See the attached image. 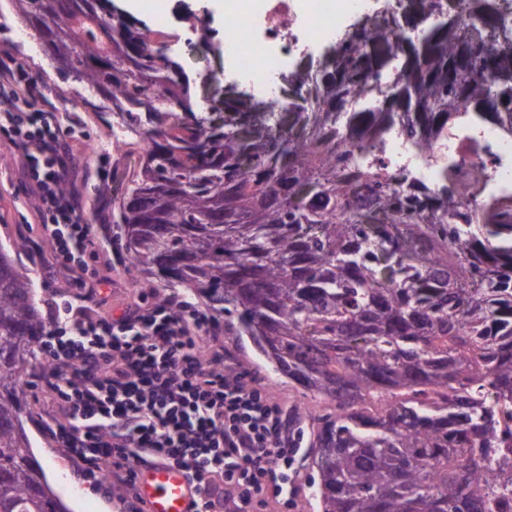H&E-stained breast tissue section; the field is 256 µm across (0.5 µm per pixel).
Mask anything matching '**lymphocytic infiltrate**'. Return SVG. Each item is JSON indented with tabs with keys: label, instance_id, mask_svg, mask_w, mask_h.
Masks as SVG:
<instances>
[{
	"label": "lymphocytic infiltrate",
	"instance_id": "lymphocytic-infiltrate-1",
	"mask_svg": "<svg viewBox=\"0 0 512 512\" xmlns=\"http://www.w3.org/2000/svg\"><path fill=\"white\" fill-rule=\"evenodd\" d=\"M0 132L22 151L55 268H82L99 239L83 218L80 193L61 185L73 157L45 87L0 54ZM95 289L59 304L41 345L39 381L70 422L51 431L79 463L82 481L121 482L122 512H145L139 466L158 459L186 472L201 512H253L292 496L300 435L283 404L223 353L204 350L222 326L187 302L135 305L115 319L94 314Z\"/></svg>",
	"mask_w": 512,
	"mask_h": 512
}]
</instances>
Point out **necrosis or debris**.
<instances>
[{
  "label": "necrosis or debris",
  "mask_w": 512,
  "mask_h": 512,
  "mask_svg": "<svg viewBox=\"0 0 512 512\" xmlns=\"http://www.w3.org/2000/svg\"><path fill=\"white\" fill-rule=\"evenodd\" d=\"M338 25L337 13L325 2L301 20L293 12L292 0H269L262 39L252 36L247 14L225 15L224 52L236 74L254 91L272 98L274 81L292 69L308 46L331 37ZM363 153L385 172L404 169L430 186L441 184L451 171H476L480 174L478 201L512 198V137L471 119L459 122L452 136H440L426 146L410 142L395 127L386 132L379 148L367 147Z\"/></svg>",
  "instance_id": "4bbe7bcc"
}]
</instances>
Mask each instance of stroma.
<instances>
[{"label":"stroma","instance_id":"stroma-1","mask_svg":"<svg viewBox=\"0 0 512 512\" xmlns=\"http://www.w3.org/2000/svg\"><path fill=\"white\" fill-rule=\"evenodd\" d=\"M218 15L212 0H169L166 7L147 6L137 13V20L153 30L167 32L175 44L179 58L192 75L214 73L224 75L223 55L212 52V45L222 42V30L216 21ZM24 25L12 7L11 0H0V51L12 53L28 72L41 80L51 102L57 108L62 129H73L70 138L72 151L80 166L93 168L106 166L109 175L105 180L78 178L69 184L77 188L84 201V219L93 224L99 237V257L90 264L102 286L95 306L97 314H119L127 307L146 302L154 304L158 291L145 287L125 275L124 255L120 246L121 231L112 220L103 218L101 203H114L121 197L128 179L136 170L140 153L136 148L123 147L112 150V109L99 95L85 94L79 84L64 79L43 49H31L27 42L18 39L17 33ZM44 230L37 216L34 199L22 181V168L18 152L0 135V246L9 250L20 265L24 266L33 282L42 316H49L51 303L72 296L73 277L64 270L50 271L49 250H34V243L43 241ZM213 349L229 350L243 369L263 382L267 394L285 405H302L307 411L304 429H311L314 419L333 410L330 400L307 393L288 377L274 372L264 357L256 354L248 341L224 334L207 339ZM38 368H31L24 388L27 417L24 421L37 459H51L55 467L45 475L69 512H119L121 505L114 496L104 495L95 486L78 482L74 477L75 465L65 449L52 439L49 430L53 425L67 423L65 409L53 395L43 391L36 382ZM316 471L309 456H301L293 480L291 505L278 499L265 498L256 512H318L311 496L310 479Z\"/></svg>","mask_w":512,"mask_h":512}]
</instances>
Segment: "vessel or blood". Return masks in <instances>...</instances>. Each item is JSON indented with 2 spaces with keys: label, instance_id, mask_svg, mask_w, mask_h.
Returning a JSON list of instances; mask_svg holds the SVG:
<instances>
[{
  "label": "vessel or blood",
  "instance_id": "obj_1",
  "mask_svg": "<svg viewBox=\"0 0 512 512\" xmlns=\"http://www.w3.org/2000/svg\"><path fill=\"white\" fill-rule=\"evenodd\" d=\"M137 487L147 512H195L198 492L177 468L157 463L140 469Z\"/></svg>",
  "mask_w": 512,
  "mask_h": 512
}]
</instances>
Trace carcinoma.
Returning <instances> with one entry per match:
<instances>
[{"mask_svg":"<svg viewBox=\"0 0 512 512\" xmlns=\"http://www.w3.org/2000/svg\"><path fill=\"white\" fill-rule=\"evenodd\" d=\"M12 2L57 71L139 135L112 216L126 271L235 315L276 372L334 403L311 442L321 512H493L509 481L486 460L512 448V201L475 205L479 223L454 177L361 172L350 147L394 124L435 139L463 112L512 135V0H465L464 22L456 0H397L277 99L222 88L204 116L211 85L110 0ZM492 94L504 109L483 110ZM45 332L0 246V512H66L23 421Z\"/></svg>","mask_w":512,"mask_h":512,"instance_id":"1","label":"carcinoma"}]
</instances>
